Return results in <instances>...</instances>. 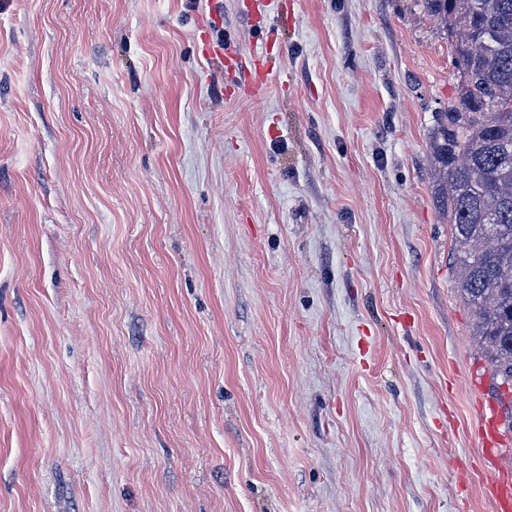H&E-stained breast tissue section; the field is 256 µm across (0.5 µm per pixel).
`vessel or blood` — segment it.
Wrapping results in <instances>:
<instances>
[{
	"label": "vessel or blood",
	"instance_id": "1",
	"mask_svg": "<svg viewBox=\"0 0 512 512\" xmlns=\"http://www.w3.org/2000/svg\"><path fill=\"white\" fill-rule=\"evenodd\" d=\"M275 46V40L264 42L254 57L253 69L249 71L240 65L230 47L216 45L206 39L200 52L204 58L217 61L226 72L236 76L238 92L258 97L270 85L274 73L271 57ZM474 434L482 447L479 471L486 477L482 486L483 494L492 503L495 512H512V467L503 463L504 452L512 446V440L501 430L500 411L493 401H478Z\"/></svg>",
	"mask_w": 512,
	"mask_h": 512
}]
</instances>
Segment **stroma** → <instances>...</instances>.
<instances>
[{"instance_id": "35a3bbf8", "label": "stroma", "mask_w": 512, "mask_h": 512, "mask_svg": "<svg viewBox=\"0 0 512 512\" xmlns=\"http://www.w3.org/2000/svg\"><path fill=\"white\" fill-rule=\"evenodd\" d=\"M0 0V512H493L423 0ZM277 33L250 100L206 61Z\"/></svg>"}]
</instances>
